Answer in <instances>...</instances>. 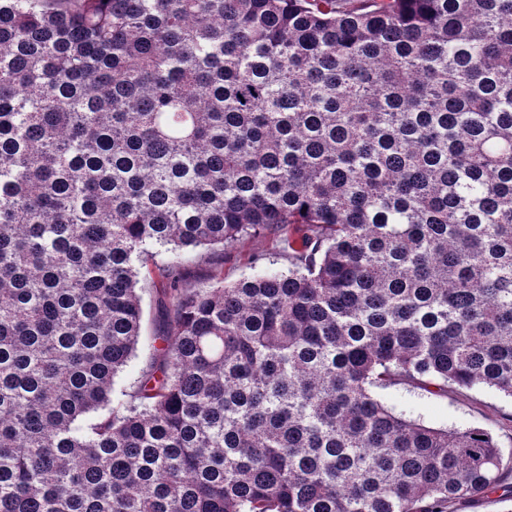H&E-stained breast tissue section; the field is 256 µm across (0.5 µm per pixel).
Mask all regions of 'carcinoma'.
<instances>
[{"label":"carcinoma","instance_id":"cac0c4a2","mask_svg":"<svg viewBox=\"0 0 512 512\" xmlns=\"http://www.w3.org/2000/svg\"><path fill=\"white\" fill-rule=\"evenodd\" d=\"M397 386L512 397V0H0V512L512 493ZM261 256L277 262L278 267L288 266V261L282 254L279 245L267 237H255L236 244L231 257L224 260L219 255L209 256L204 252L192 265L184 270L185 279L191 284H200L210 275L216 265H222L224 282L230 283L252 273V259ZM139 287L142 288V290H140L143 307L142 335L143 338H146L147 336H153L157 333L159 322L161 324L158 306L159 300L151 284L141 281Z\"/></svg>","mask_w":512,"mask_h":512}]
</instances>
